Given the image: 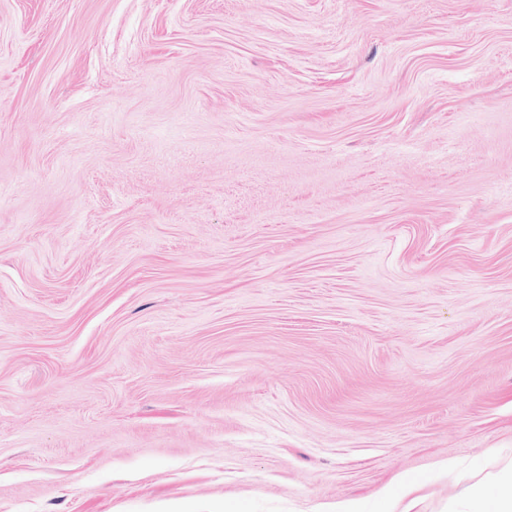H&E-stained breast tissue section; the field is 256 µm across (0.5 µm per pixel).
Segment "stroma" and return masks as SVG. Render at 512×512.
Segmentation results:
<instances>
[{
  "instance_id": "35a3bbf8",
  "label": "stroma",
  "mask_w": 512,
  "mask_h": 512,
  "mask_svg": "<svg viewBox=\"0 0 512 512\" xmlns=\"http://www.w3.org/2000/svg\"><path fill=\"white\" fill-rule=\"evenodd\" d=\"M510 462L512 0H0V512Z\"/></svg>"
}]
</instances>
